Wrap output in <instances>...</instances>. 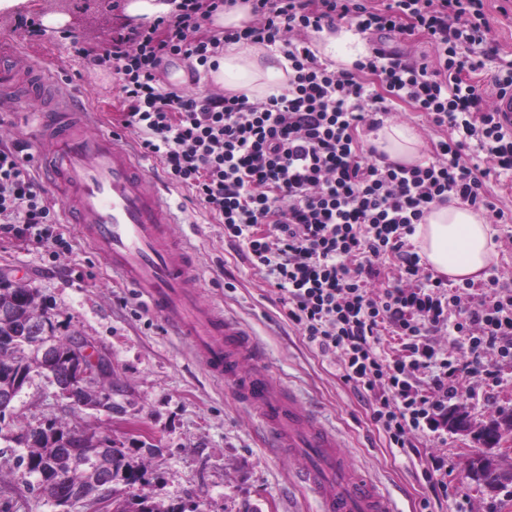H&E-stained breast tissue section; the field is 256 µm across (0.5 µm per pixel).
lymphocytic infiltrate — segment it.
I'll return each mask as SVG.
<instances>
[{
    "instance_id": "1",
    "label": "lymphocytic infiltrate",
    "mask_w": 512,
    "mask_h": 512,
    "mask_svg": "<svg viewBox=\"0 0 512 512\" xmlns=\"http://www.w3.org/2000/svg\"><path fill=\"white\" fill-rule=\"evenodd\" d=\"M235 2L171 0L166 14L116 31L111 49L91 61L116 76L120 124L138 135L141 152L191 190L252 267L267 270L288 320L334 357L339 380L368 402L390 448L409 453L415 439L447 428L464 381L495 385L493 360L512 362V289L495 275L479 291L447 287L410 242L432 206L453 199L485 210L491 223L512 222L485 184L512 175V134L466 77L481 61L457 51L484 41V0H249L252 22L200 36L203 22ZM340 23L362 34L421 35L436 58L410 63L376 45L353 67L336 66L304 35ZM243 40L283 54L280 93L253 101L161 84L174 59L190 62L194 81L209 79L221 47ZM401 104L446 130L433 157L387 162L365 146L360 129H378ZM31 161L25 141L0 146V236L68 248ZM386 262L399 268L400 284L377 294L370 285ZM386 329L403 356L382 350ZM439 333L463 341L466 357L438 344Z\"/></svg>"
}]
</instances>
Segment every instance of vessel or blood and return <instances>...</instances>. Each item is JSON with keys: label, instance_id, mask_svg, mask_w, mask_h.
<instances>
[{"label": "vessel or blood", "instance_id": "obj_1", "mask_svg": "<svg viewBox=\"0 0 512 512\" xmlns=\"http://www.w3.org/2000/svg\"><path fill=\"white\" fill-rule=\"evenodd\" d=\"M29 74L52 92L35 129L42 174L59 192L67 223L165 319L170 335L203 357L210 376L231 387L271 448L288 449L321 512H396L386 493L347 465L335 434L302 410L295 393L275 390L265 372L248 369L263 350L250 331L201 299L192 253L173 239L180 217L171 189L118 135L91 131L89 107L74 90L42 68ZM19 80L10 49L1 48L0 102L14 103Z\"/></svg>", "mask_w": 512, "mask_h": 512}]
</instances>
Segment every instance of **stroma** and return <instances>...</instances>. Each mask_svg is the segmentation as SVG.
<instances>
[{
    "mask_svg": "<svg viewBox=\"0 0 512 512\" xmlns=\"http://www.w3.org/2000/svg\"><path fill=\"white\" fill-rule=\"evenodd\" d=\"M127 0H0V40L18 43L25 59L56 71L80 91L95 112L98 125H118L125 109L117 80L108 69L90 66L73 52L60 30L32 33L17 23L41 21L57 9L86 47L100 49L114 26L129 22ZM491 32L482 45H460V52L481 55L485 66L471 79L494 94V78L512 60V0H485ZM41 101L37 92L22 91L14 111L0 114V143L33 142L31 116ZM181 210L178 238L195 250L202 274L203 299L250 330L264 346L268 370L281 387L312 404L321 420L335 430L350 463L366 471L397 499L400 512H453L467 503L473 512H512V484L489 492L467 479V461L479 451L472 435L448 433L445 443L417 440L404 456L391 451L371 418L366 400L336 375L333 358L304 342L266 281L252 268L241 246L224 238L187 189L174 190ZM70 253L54 257L53 244L19 245L0 237V272L12 271L47 300L61 333L90 339L112 359V378L119 390L115 413L72 410L55 395L44 377H33L7 413L11 434L49 420L91 430L109 445L125 449L132 465L146 471L136 493L163 504H200L203 512H317L310 495L294 482L293 462L266 449L251 416L229 388L217 385L202 361L184 342L168 336L162 319L142 312L134 293L113 275L74 225L60 227ZM500 382L489 388L473 380L458 399L480 425L498 410H512V363H498ZM443 457L446 498L433 499L422 474V462ZM21 470L0 467V512H60L41 500Z\"/></svg>",
    "mask_w": 512,
    "mask_h": 512,
    "instance_id": "stroma-1",
    "label": "stroma"
}]
</instances>
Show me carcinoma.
Returning a JSON list of instances; mask_svg holds the SVG:
<instances>
[{"mask_svg": "<svg viewBox=\"0 0 512 512\" xmlns=\"http://www.w3.org/2000/svg\"><path fill=\"white\" fill-rule=\"evenodd\" d=\"M46 330L55 344L58 368L69 362L70 342L73 335L57 334L54 318L49 314L45 299L35 288L7 285L0 288V389L5 386H23L31 373H40L38 355L30 347H24L19 337L28 336L32 329ZM114 386L90 383L74 387V399L70 407L105 405L111 398ZM512 422V412L491 418L477 433V440L492 448L498 443L502 425ZM34 438L26 445L27 451L15 458L16 467H26L32 472L46 463L64 469L70 454V445L79 431L56 421L48 428L38 426L25 431ZM112 476L127 486H134L145 477L144 470L133 467L126 461L122 448L112 449ZM482 481L490 488L512 482V472L498 466L484 473ZM112 512H186L183 506H163L150 497L134 494L126 497L112 496Z\"/></svg>", "mask_w": 512, "mask_h": 512, "instance_id": "1", "label": "carcinoma"}]
</instances>
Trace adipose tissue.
I'll return each mask as SVG.
<instances>
[{"label": "adipose tissue", "instance_id": "ef3b65f1", "mask_svg": "<svg viewBox=\"0 0 512 512\" xmlns=\"http://www.w3.org/2000/svg\"><path fill=\"white\" fill-rule=\"evenodd\" d=\"M320 53L346 67L365 53L358 34L342 27L322 31L317 39ZM286 61L266 46L240 42L228 46L211 74L215 84L231 92H244L255 98L277 93L288 82ZM375 145L389 160L415 164L423 159L424 143L417 131L404 123H384L377 131ZM492 224L467 205L453 200L433 207L414 239L427 264L439 275L454 282L479 279L496 251Z\"/></svg>", "mask_w": 512, "mask_h": 512}]
</instances>
